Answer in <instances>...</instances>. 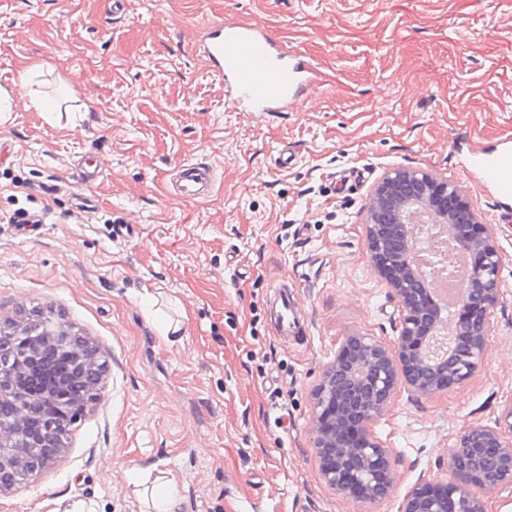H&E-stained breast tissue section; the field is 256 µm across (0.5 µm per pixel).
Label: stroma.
I'll return each instance as SVG.
<instances>
[{
  "label": "stroma",
  "mask_w": 512,
  "mask_h": 512,
  "mask_svg": "<svg viewBox=\"0 0 512 512\" xmlns=\"http://www.w3.org/2000/svg\"><path fill=\"white\" fill-rule=\"evenodd\" d=\"M220 17L313 62L298 110H225L193 48ZM0 87V320L63 319L104 364L99 400L0 512H144L167 473L178 512H400L420 479L447 478L457 433L501 419L512 205L472 159L512 138V0H125L117 19L107 0H0ZM195 163L216 177L205 200L174 188ZM398 167L447 177L494 225L501 298L477 373L432 398L399 390L376 422L395 485L361 505L321 479L311 393L344 337L399 334L364 239L368 197ZM278 329L284 334L292 333L297 328L295 318L293 316V304L288 299V292L280 293L273 301Z\"/></svg>",
  "instance_id": "1"
}]
</instances>
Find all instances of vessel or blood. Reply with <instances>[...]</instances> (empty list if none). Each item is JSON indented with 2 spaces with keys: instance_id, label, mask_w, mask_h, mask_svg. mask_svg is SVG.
Listing matches in <instances>:
<instances>
[{
  "instance_id": "vessel-or-blood-1",
  "label": "vessel or blood",
  "mask_w": 512,
  "mask_h": 512,
  "mask_svg": "<svg viewBox=\"0 0 512 512\" xmlns=\"http://www.w3.org/2000/svg\"><path fill=\"white\" fill-rule=\"evenodd\" d=\"M195 50L223 81L224 106L234 111H287L299 103L311 84V64L279 45L257 22L213 20L201 28ZM475 165L499 198L512 199L511 146L476 154ZM182 180V197L204 199L213 191L211 168H184ZM273 304L279 331L294 332L293 304L287 294H279Z\"/></svg>"
}]
</instances>
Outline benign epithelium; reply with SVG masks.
Listing matches in <instances>:
<instances>
[{"label":"benign epithelium","mask_w":512,"mask_h":512,"mask_svg":"<svg viewBox=\"0 0 512 512\" xmlns=\"http://www.w3.org/2000/svg\"><path fill=\"white\" fill-rule=\"evenodd\" d=\"M421 212L430 224L448 227L455 249L467 259L464 285L450 307L455 335L465 337L466 350L448 359V370L435 372L443 356L433 354L447 307L438 302L432 276L420 270L414 252L421 229L412 213ZM365 242L374 268L385 278L399 303V336L387 345L371 336H348L312 391V430L320 474L336 493L353 501L386 496L393 487L389 450L376 438L374 424L393 396L405 387L433 397L472 377L481 367L494 309L500 302L501 254L494 225L481 223L471 201L448 179L425 169L387 171L369 197L364 224ZM45 336L59 344L73 368L94 367L91 347L69 343L72 326L45 324ZM0 340V403L14 407L13 420L0 423V490L8 475L22 467L29 449L63 438L68 426L45 424L40 438L24 435L30 414L48 397L24 385L26 365L3 356ZM494 448L498 465H480V449ZM450 489L458 512H485L477 492L512 484V402L503 422L472 425L456 435L449 448ZM440 484L421 480L404 495L400 512H448V498L434 493Z\"/></svg>","instance_id":"benign-epithelium-1"}]
</instances>
